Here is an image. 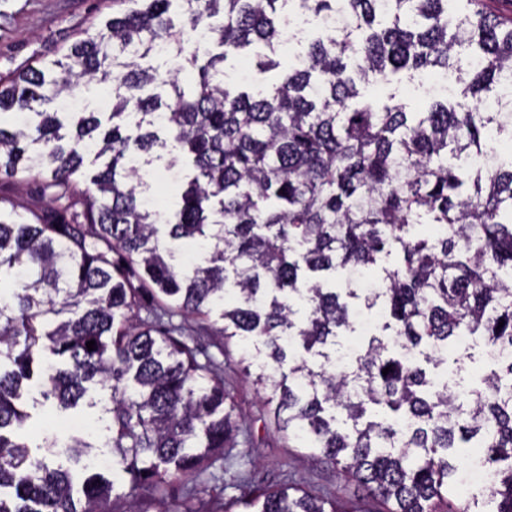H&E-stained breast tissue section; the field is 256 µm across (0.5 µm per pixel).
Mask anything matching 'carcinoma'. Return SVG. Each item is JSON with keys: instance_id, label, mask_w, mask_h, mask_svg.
I'll list each match as a JSON object with an SVG mask.
<instances>
[{"instance_id": "1", "label": "carcinoma", "mask_w": 512, "mask_h": 512, "mask_svg": "<svg viewBox=\"0 0 512 512\" xmlns=\"http://www.w3.org/2000/svg\"><path fill=\"white\" fill-rule=\"evenodd\" d=\"M114 2L61 58L0 76V512H347L290 484L208 492L252 439L222 364L175 322L213 314L276 431L380 512H471L454 457L475 439L492 512H512V358L464 402L421 365L460 336L512 348V158L490 146L512 139V112L446 97L408 112L359 89L452 68L463 97L494 101L512 87V13ZM306 14L321 33L283 67L277 48ZM256 42L258 80L229 85L224 63ZM158 164L183 173L173 212L142 181ZM27 183L48 206L21 214L1 187ZM357 309L380 319L340 370ZM48 403L98 409L103 436L28 443Z\"/></svg>"}]
</instances>
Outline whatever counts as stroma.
<instances>
[{
  "label": "stroma",
  "instance_id": "1",
  "mask_svg": "<svg viewBox=\"0 0 512 512\" xmlns=\"http://www.w3.org/2000/svg\"><path fill=\"white\" fill-rule=\"evenodd\" d=\"M111 12L110 0H0V76L58 59L76 33ZM443 86L450 89L453 98H460L461 86L454 77L442 80L428 74L417 75L411 81L365 85L361 91L377 101L397 95L407 111L422 112ZM184 326L187 334L210 353H222L224 387L233 397L243 423L255 430L257 442L250 449L245 466L249 479L266 485L298 484L336 498L354 512H374L375 503L338 468L282 437L274 426L266 425L267 407L241 363L236 345L220 346L218 338L209 335L207 322L200 318H187ZM493 368L483 339L476 337L470 340L466 351H449L445 364L432 369L431 374L455 378L465 387L476 388Z\"/></svg>",
  "mask_w": 512,
  "mask_h": 512
}]
</instances>
